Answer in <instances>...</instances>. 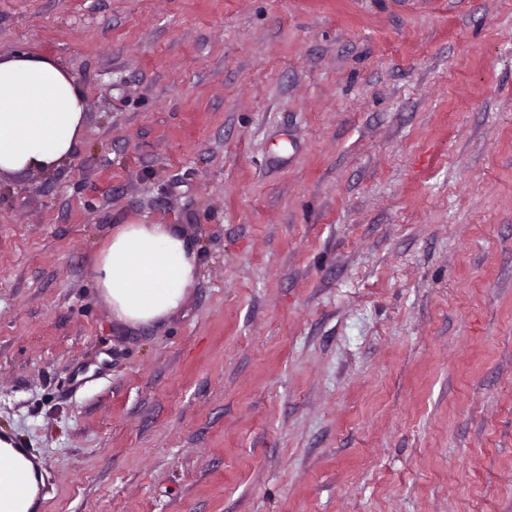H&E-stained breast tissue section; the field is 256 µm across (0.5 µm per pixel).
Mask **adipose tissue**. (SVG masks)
Listing matches in <instances>:
<instances>
[{"instance_id":"obj_1","label":"adipose tissue","mask_w":512,"mask_h":512,"mask_svg":"<svg viewBox=\"0 0 512 512\" xmlns=\"http://www.w3.org/2000/svg\"><path fill=\"white\" fill-rule=\"evenodd\" d=\"M85 109L80 84L53 59L27 52L0 57V173H47L67 162L81 139ZM92 270L114 318L148 325L181 306L197 276V256L172 225L132 222L113 230ZM10 455L18 462L23 490L0 495V512H30L35 473L6 444L0 446V488L9 484Z\"/></svg>"}]
</instances>
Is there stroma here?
Returning a JSON list of instances; mask_svg holds the SVG:
<instances>
[{
    "label": "stroma",
    "instance_id": "1",
    "mask_svg": "<svg viewBox=\"0 0 512 512\" xmlns=\"http://www.w3.org/2000/svg\"><path fill=\"white\" fill-rule=\"evenodd\" d=\"M83 136L0 178L37 512H512V0H0ZM198 255L114 320L113 228ZM92 270L114 318L148 325L181 306L197 276V256L172 225L132 222L112 230Z\"/></svg>",
    "mask_w": 512,
    "mask_h": 512
}]
</instances>
